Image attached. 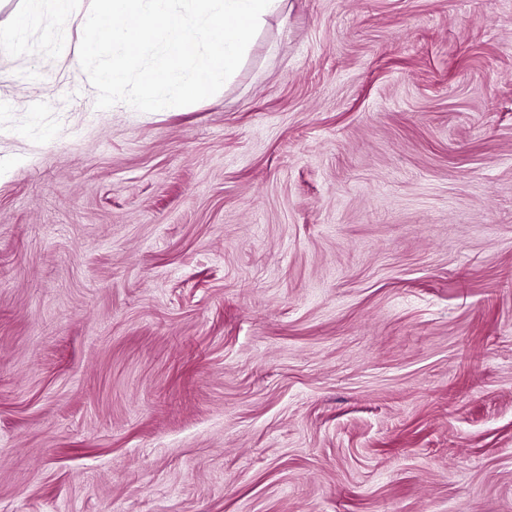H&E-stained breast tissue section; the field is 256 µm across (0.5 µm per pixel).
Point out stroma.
Masks as SVG:
<instances>
[{"label": "stroma", "mask_w": 512, "mask_h": 512, "mask_svg": "<svg viewBox=\"0 0 512 512\" xmlns=\"http://www.w3.org/2000/svg\"><path fill=\"white\" fill-rule=\"evenodd\" d=\"M0 59V512H512V0H286L176 112Z\"/></svg>", "instance_id": "35a3bbf8"}]
</instances>
